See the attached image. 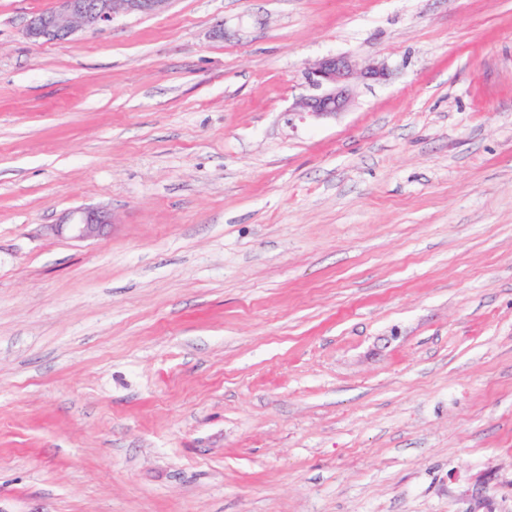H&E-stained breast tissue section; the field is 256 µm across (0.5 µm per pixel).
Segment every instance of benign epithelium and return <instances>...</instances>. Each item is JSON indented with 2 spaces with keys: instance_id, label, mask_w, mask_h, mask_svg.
Returning a JSON list of instances; mask_svg holds the SVG:
<instances>
[{
  "instance_id": "7a95c632",
  "label": "benign epithelium",
  "mask_w": 512,
  "mask_h": 512,
  "mask_svg": "<svg viewBox=\"0 0 512 512\" xmlns=\"http://www.w3.org/2000/svg\"><path fill=\"white\" fill-rule=\"evenodd\" d=\"M170 0H56V7L33 15L27 24L28 37L58 42L67 41L79 30H102L115 15H151L163 11ZM357 63L346 55H329L307 68L306 83L315 94L301 102L303 113L316 118L335 116L345 111L352 99L350 80L358 72ZM363 77L383 80L388 76L382 64L359 71ZM112 223L110 213L101 207H86L74 221L54 225L55 232L75 240H91L104 235Z\"/></svg>"
}]
</instances>
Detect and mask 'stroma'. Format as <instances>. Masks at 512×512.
Instances as JSON below:
<instances>
[{
  "label": "stroma",
  "mask_w": 512,
  "mask_h": 512,
  "mask_svg": "<svg viewBox=\"0 0 512 512\" xmlns=\"http://www.w3.org/2000/svg\"><path fill=\"white\" fill-rule=\"evenodd\" d=\"M54 5L0 0V512H512V0ZM330 54L389 77L296 115ZM56 7L33 15L27 24L28 37L67 41L78 30H102L115 15H151L162 12L170 0H56ZM112 223L110 213L101 207H86L77 212L73 222L54 225L57 235L75 240H91L104 235Z\"/></svg>",
  "instance_id": "obj_1"
}]
</instances>
